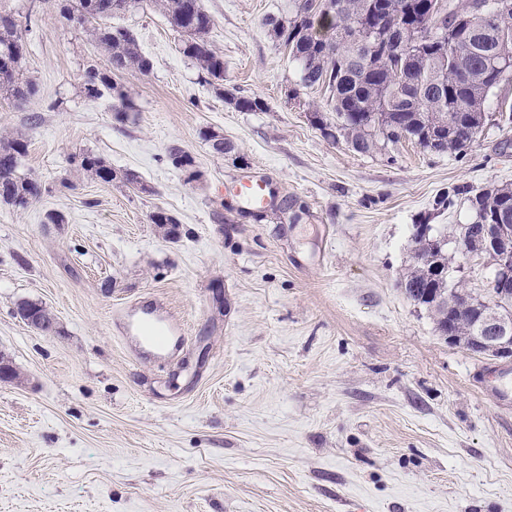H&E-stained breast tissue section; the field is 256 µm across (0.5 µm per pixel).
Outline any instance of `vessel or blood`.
<instances>
[{"label": "vessel or blood", "mask_w": 512, "mask_h": 512, "mask_svg": "<svg viewBox=\"0 0 512 512\" xmlns=\"http://www.w3.org/2000/svg\"><path fill=\"white\" fill-rule=\"evenodd\" d=\"M234 193L249 207L262 209L267 207L271 198L267 191L264 179L252 178L240 181L233 187ZM161 302H153L148 311L141 315H125L122 319L121 329L124 339L134 345L138 355L152 359L166 357L168 354V339L174 334L177 325L176 319L160 318L163 311Z\"/></svg>", "instance_id": "vessel-or-blood-1"}]
</instances>
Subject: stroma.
<instances>
[{
    "label": "stroma",
    "mask_w": 512,
    "mask_h": 512,
    "mask_svg": "<svg viewBox=\"0 0 512 512\" xmlns=\"http://www.w3.org/2000/svg\"><path fill=\"white\" fill-rule=\"evenodd\" d=\"M201 4L225 91L266 110L218 96L154 0L111 19L152 70L95 98L91 25L0 0L37 86L0 98V137L26 135L19 172L47 187L26 210L0 204V351L19 373L0 382V512H512V405L482 388L511 387L512 362L448 343L401 288L413 225L470 217L441 194L512 184V124L487 118L459 153H356L312 124L319 90L288 96L298 65L263 20L292 0ZM174 143L196 178L167 161ZM86 151L141 187L91 181L73 162ZM251 177L287 214L229 191ZM159 208L176 238L151 224ZM151 297L183 326L173 358L135 359L117 337L114 311ZM24 301L58 334L28 327Z\"/></svg>",
    "instance_id": "stroma-1"
}]
</instances>
